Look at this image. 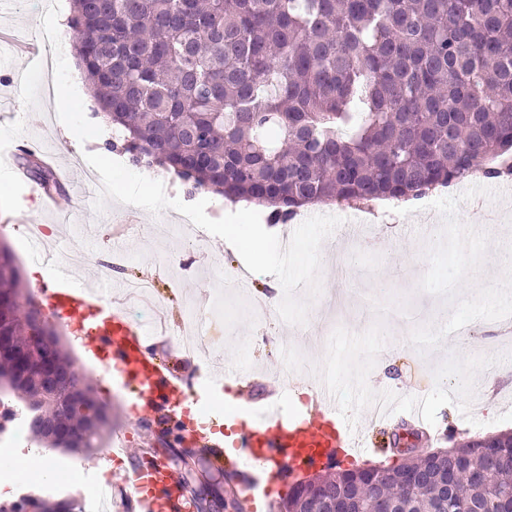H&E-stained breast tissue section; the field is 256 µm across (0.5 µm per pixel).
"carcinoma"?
<instances>
[{"label": "carcinoma", "instance_id": "carcinoma-1", "mask_svg": "<svg viewBox=\"0 0 512 512\" xmlns=\"http://www.w3.org/2000/svg\"><path fill=\"white\" fill-rule=\"evenodd\" d=\"M76 54L106 120L131 154L196 189L273 208L271 224L314 204L406 202L474 173L507 179L512 152V0H73ZM41 186L53 172L29 170ZM0 332L31 365L25 380L0 353V392L31 414L29 432L55 448L91 451L112 416L84 378L72 395L38 366L74 365L0 243ZM99 426L91 430L88 419ZM63 422L68 441L45 423ZM437 453L396 449L384 469L340 467L289 492L282 512H512V432ZM181 495L220 507L189 461ZM0 512H83L39 493Z\"/></svg>", "mask_w": 512, "mask_h": 512}]
</instances>
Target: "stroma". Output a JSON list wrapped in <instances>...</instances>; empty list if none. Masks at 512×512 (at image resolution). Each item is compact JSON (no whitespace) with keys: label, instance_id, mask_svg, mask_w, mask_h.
<instances>
[{"label":"stroma","instance_id":"obj_1","mask_svg":"<svg viewBox=\"0 0 512 512\" xmlns=\"http://www.w3.org/2000/svg\"><path fill=\"white\" fill-rule=\"evenodd\" d=\"M71 8V0H9L0 7V28L10 36L0 43V169L17 174L0 188V226L9 227L0 240L24 256L26 265L34 263L26 229L41 224L47 229V248L60 250L62 263L77 284L97 283L102 275L92 255L119 248L133 261L124 273L113 275V284L152 282L165 301L170 324L179 325L192 305L205 304L203 332L211 343L210 365L216 372H231L219 402H238L240 385L249 381L250 396L259 403L283 398L285 388L293 387V403L301 411L310 396L307 378L297 370L299 361L325 368L348 414V426L363 433L368 444L367 450L344 457V467L370 458L391 460V440L402 422L390 421L382 430L370 427L372 405L383 393L402 407L422 401V449L439 447L449 435L458 441L471 439L491 425L512 430V384H500L490 396L484 389L488 378L512 374V342L490 337L482 323L499 308L512 307V291L503 281L493 282L499 300L492 306L479 292L461 296L454 291L464 253L474 241L465 226L479 225L483 214L493 213L499 247L488 251V265H497L500 257L512 252V181L467 178L435 191L426 206L379 200L370 213L347 204L306 208L309 216L344 220L321 248L324 294L359 289L364 302L337 321L322 319L315 310L302 327L259 320L246 309L244 296L267 290L275 278L255 273L245 289L225 287V267L240 268L244 261L236 250L225 247L223 239L210 235L199 245L186 241L178 229L183 217L170 209L155 216L110 200L103 212L95 211L99 191L87 179L89 153L122 158L131 171L162 181L168 196L184 202H193L199 193L164 167L133 161L90 91H82L67 111H60L47 87L84 83L78 60L58 56L56 47L50 46L47 55L58 59L52 70L17 65L14 42L30 41L43 28H65ZM40 150L73 173L55 212L43 207L42 188L22 175L26 155ZM155 223L171 225L172 230L166 237H156L148 231ZM435 316L469 322L472 334L464 341L468 363L456 360L447 337L421 343ZM284 336L289 339L285 353L277 345ZM388 354L395 363L391 369L384 365ZM488 396L494 400L491 414L484 405ZM112 424L131 437L121 458L110 459L106 446L87 455L46 444L42 453L76 488L108 486L112 512H127L124 476L145 449L157 447L158 438L150 417L134 416L126 402L113 400Z\"/></svg>","mask_w":512,"mask_h":512}]
</instances>
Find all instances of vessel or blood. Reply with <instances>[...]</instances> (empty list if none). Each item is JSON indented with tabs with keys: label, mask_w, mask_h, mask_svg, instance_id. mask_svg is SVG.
Instances as JSON below:
<instances>
[{
	"label": "vessel or blood",
	"mask_w": 512,
	"mask_h": 512,
	"mask_svg": "<svg viewBox=\"0 0 512 512\" xmlns=\"http://www.w3.org/2000/svg\"><path fill=\"white\" fill-rule=\"evenodd\" d=\"M51 280V286L42 291L48 307L60 322L83 337L88 352H107L117 377L135 389L142 411L163 427L182 424V437L204 449L213 462L223 463V441L199 430L188 419L191 411L223 390V379L212 378L195 394H188V380L156 358L146 345L145 330L129 319L114 297L95 295L88 287L76 285L63 268L54 269ZM310 388L312 412L286 422L279 419L275 402L238 405L233 442L237 462L249 463L256 470L269 465L282 475L356 450L359 442L352 431L334 425L339 401L328 374H312ZM126 482L132 512H182L184 508L172 469L156 460H144L141 467L127 473Z\"/></svg>",
	"instance_id": "vessel-or-blood-1"
}]
</instances>
